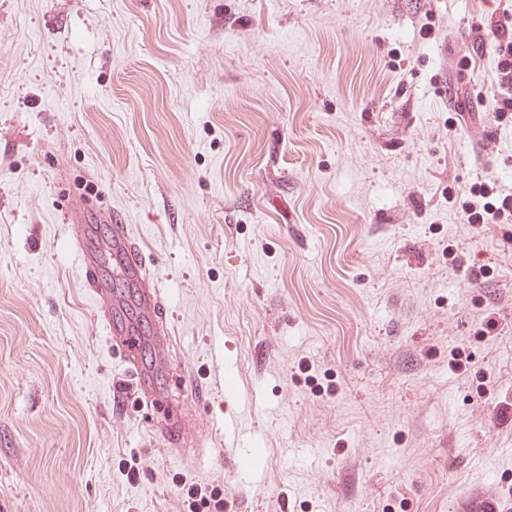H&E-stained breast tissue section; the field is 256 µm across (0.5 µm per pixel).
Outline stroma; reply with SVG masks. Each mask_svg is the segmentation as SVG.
I'll return each instance as SVG.
<instances>
[{
    "label": "stroma",
    "mask_w": 512,
    "mask_h": 512,
    "mask_svg": "<svg viewBox=\"0 0 512 512\" xmlns=\"http://www.w3.org/2000/svg\"><path fill=\"white\" fill-rule=\"evenodd\" d=\"M511 8L0 0V512H184L182 479L224 512H512V224L448 203L512 193L475 30ZM98 209L164 291L188 461L83 286ZM458 200L452 193L448 202L459 209L464 224H512V194H503L493 178L475 183Z\"/></svg>",
    "instance_id": "obj_1"
}]
</instances>
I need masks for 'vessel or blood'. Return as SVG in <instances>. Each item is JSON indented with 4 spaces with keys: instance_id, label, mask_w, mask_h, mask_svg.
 I'll return each mask as SVG.
<instances>
[{
    "instance_id": "1",
    "label": "vessel or blood",
    "mask_w": 512,
    "mask_h": 512,
    "mask_svg": "<svg viewBox=\"0 0 512 512\" xmlns=\"http://www.w3.org/2000/svg\"><path fill=\"white\" fill-rule=\"evenodd\" d=\"M111 231L102 236L96 225L74 227L73 247L79 257L84 282L106 316L105 328L121 355L131 380L135 397L142 405L162 403L166 406L163 420L151 423L152 434L179 451L191 444L186 432L196 409L195 403H168L166 396L153 385L152 366L142 359L145 347H152L159 364H167L171 332L166 321V301L162 288L155 281L148 258L126 224L110 217ZM115 264L124 278L134 285V294L112 289L106 273L108 264Z\"/></svg>"
}]
</instances>
